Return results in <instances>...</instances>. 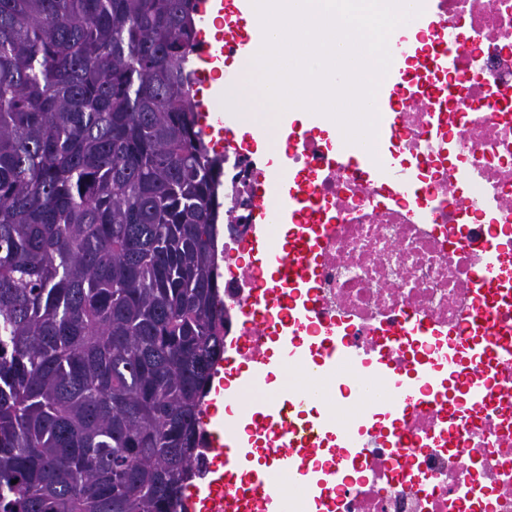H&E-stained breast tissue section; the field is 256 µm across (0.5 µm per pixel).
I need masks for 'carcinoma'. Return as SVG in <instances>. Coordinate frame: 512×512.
<instances>
[{"label":"carcinoma","mask_w":512,"mask_h":512,"mask_svg":"<svg viewBox=\"0 0 512 512\" xmlns=\"http://www.w3.org/2000/svg\"><path fill=\"white\" fill-rule=\"evenodd\" d=\"M197 0H0V512H178L224 354Z\"/></svg>","instance_id":"cac0c4a2"}]
</instances>
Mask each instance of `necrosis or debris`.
I'll return each mask as SVG.
<instances>
[{"label": "necrosis or debris", "mask_w": 512, "mask_h": 512, "mask_svg": "<svg viewBox=\"0 0 512 512\" xmlns=\"http://www.w3.org/2000/svg\"><path fill=\"white\" fill-rule=\"evenodd\" d=\"M425 9L389 36L397 48L384 81L397 112L393 129L377 130L386 154L372 159L383 177L330 165L341 147L320 131L333 121L314 114L310 128L288 139V166L274 178L302 176L319 212L310 288L318 314L304 331L312 354L341 333L355 349L379 343L460 383L464 346L479 327L472 289L481 258L466 243L472 226L495 245L493 324L512 341V0H429ZM224 157L222 188L233 209L217 229L215 260L229 308L225 342L247 361L266 353L294 293L284 288L277 301L260 302L264 269L228 264L251 251L258 166L239 148ZM228 372L218 362L191 481L218 495L252 478L238 468L223 474L224 458L211 448V411ZM490 384L495 399L479 410L445 383L440 398L399 420L381 411L358 422L360 431L402 435L409 459L380 444L365 460L308 473L313 492L293 499L291 512H512V367L497 369Z\"/></svg>", "instance_id": "obj_1"}]
</instances>
